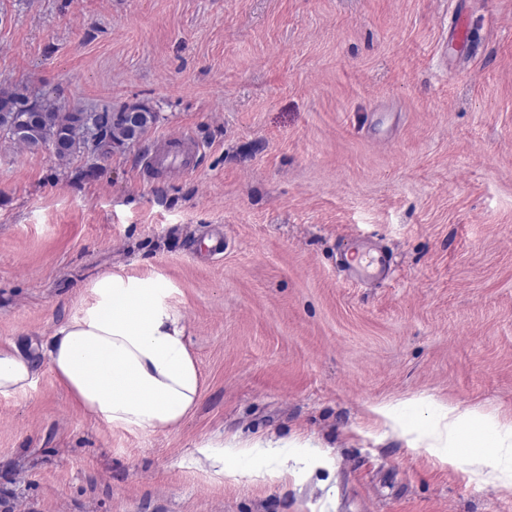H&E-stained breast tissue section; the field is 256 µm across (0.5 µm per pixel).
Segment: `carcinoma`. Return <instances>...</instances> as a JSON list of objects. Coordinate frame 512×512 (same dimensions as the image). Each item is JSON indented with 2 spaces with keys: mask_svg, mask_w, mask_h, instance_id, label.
<instances>
[{
  "mask_svg": "<svg viewBox=\"0 0 512 512\" xmlns=\"http://www.w3.org/2000/svg\"><path fill=\"white\" fill-rule=\"evenodd\" d=\"M145 122L133 129L122 123L112 122L114 109L85 111L67 109L53 99L33 97L26 89H0V132L4 140L23 149L29 140L38 139L43 146L52 150L61 165L69 164L74 158L88 156L96 159L112 155V147H124L143 136L156 120L154 110L142 105ZM90 123L98 131L93 142L83 139L72 147L67 137L75 127Z\"/></svg>",
  "mask_w": 512,
  "mask_h": 512,
  "instance_id": "carcinoma-1",
  "label": "carcinoma"
}]
</instances>
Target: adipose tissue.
<instances>
[{"label": "adipose tissue", "instance_id": "adipose-tissue-1", "mask_svg": "<svg viewBox=\"0 0 512 512\" xmlns=\"http://www.w3.org/2000/svg\"><path fill=\"white\" fill-rule=\"evenodd\" d=\"M96 302L60 325L33 355L0 349V397L27 391L37 356L83 410L116 427L160 430L194 409L203 381L186 340L181 313L163 300L152 279L126 281L106 273L89 285ZM429 420L458 446L449 454L512 487V445L486 444L471 415L432 405Z\"/></svg>", "mask_w": 512, "mask_h": 512}]
</instances>
